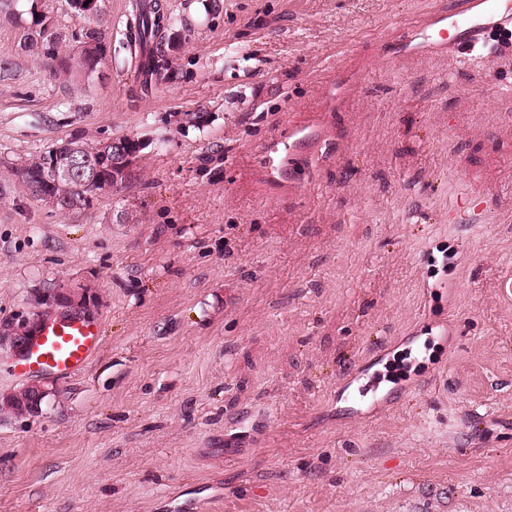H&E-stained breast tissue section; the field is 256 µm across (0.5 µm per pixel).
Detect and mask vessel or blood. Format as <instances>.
<instances>
[{"label":"vessel or blood","instance_id":"vessel-or-blood-1","mask_svg":"<svg viewBox=\"0 0 512 512\" xmlns=\"http://www.w3.org/2000/svg\"><path fill=\"white\" fill-rule=\"evenodd\" d=\"M510 18L512 0H463V7L457 15L451 16L439 10L432 12L424 26L408 32L406 45L412 49L425 48L435 44L437 37L449 34L468 52L480 42L492 22ZM295 137V131L290 130L267 145L259 157L261 166L268 172H277L285 156L291 153ZM491 208L485 195L473 191L449 208L448 221L452 224H478ZM100 336L101 328L92 320L53 321L37 332L26 354L11 360L10 370L19 378L42 374L72 377L89 365L100 345ZM371 378L370 369H366L341 378L336 384L338 394L356 393L357 412L361 415L372 414L386 402L385 394L372 388Z\"/></svg>","mask_w":512,"mask_h":512}]
</instances>
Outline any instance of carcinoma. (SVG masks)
<instances>
[{"mask_svg": "<svg viewBox=\"0 0 512 512\" xmlns=\"http://www.w3.org/2000/svg\"><path fill=\"white\" fill-rule=\"evenodd\" d=\"M22 0H0V22L22 30L18 48L28 55L43 56L50 60L55 77L80 76L91 80L97 74L108 56L112 44V28L104 19V0H94V12L84 13L78 7V0H61L62 9L84 20V26L76 42L78 53L60 55L57 44L62 39L56 26V16L50 10L38 6V0H29L30 8H19ZM180 28L191 32L185 19L167 12L162 0H139L125 23L128 43L134 45V53L140 55L139 81L145 92L160 86L173 78V66L168 51L172 42L166 40V33ZM19 64L17 57L7 51L0 52V81L16 77ZM58 159L57 145L33 153L21 161L19 175L22 183L35 199L41 194L56 198L57 208L80 213L92 205L97 195L106 189L118 190L130 183L129 178L106 179L105 184L82 182L76 179L54 178L43 181ZM32 390L22 388L16 393L0 399V414L23 417L31 414Z\"/></svg>", "mask_w": 512, "mask_h": 512, "instance_id": "carcinoma-1", "label": "carcinoma"}]
</instances>
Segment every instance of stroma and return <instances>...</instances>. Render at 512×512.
<instances>
[{"mask_svg": "<svg viewBox=\"0 0 512 512\" xmlns=\"http://www.w3.org/2000/svg\"><path fill=\"white\" fill-rule=\"evenodd\" d=\"M92 80L37 56L0 82V322L36 290L91 296L87 369L0 418V512H512V35L404 53L459 0H166L191 23L142 92L124 24ZM323 125L283 181L257 155ZM138 139L135 178L71 215L14 173L61 140ZM478 190L480 224L448 208ZM450 250L456 302L422 292ZM446 322L447 344L427 332ZM387 344L361 417L339 378ZM236 454L224 455L233 419Z\"/></svg>", "mask_w": 512, "mask_h": 512, "instance_id": "1", "label": "stroma"}]
</instances>
